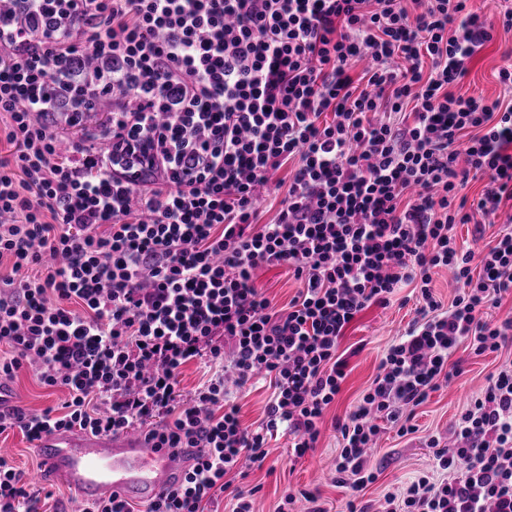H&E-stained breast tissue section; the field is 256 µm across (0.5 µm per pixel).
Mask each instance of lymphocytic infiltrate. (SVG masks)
Instances as JSON below:
<instances>
[{"instance_id": "obj_1", "label": "lymphocytic infiltrate", "mask_w": 512, "mask_h": 512, "mask_svg": "<svg viewBox=\"0 0 512 512\" xmlns=\"http://www.w3.org/2000/svg\"><path fill=\"white\" fill-rule=\"evenodd\" d=\"M469 2L0 0V381L29 366L66 394L57 411L0 408V434L137 428L196 451L144 512L221 496L253 512L247 470L269 435L286 426L298 460L328 424L336 479L360 495L382 425L414 432V409L461 373L453 352L512 343V317L493 315L512 293V63L500 98L456 93L494 26ZM85 112L100 122L80 124ZM263 200L277 206L267 224ZM501 217L480 250L457 241L456 225ZM277 266L303 282L281 308L256 283ZM440 269L456 288L446 307ZM406 286L414 318L354 409L326 422L347 328ZM193 360L208 377L186 400ZM256 377L273 392L252 428L229 387ZM448 436L428 441L432 474L381 512H512L511 362ZM40 503L0 455V512Z\"/></svg>"}]
</instances>
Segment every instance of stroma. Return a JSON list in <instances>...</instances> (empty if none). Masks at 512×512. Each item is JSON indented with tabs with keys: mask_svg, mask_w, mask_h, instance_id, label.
Masks as SVG:
<instances>
[{
	"mask_svg": "<svg viewBox=\"0 0 512 512\" xmlns=\"http://www.w3.org/2000/svg\"><path fill=\"white\" fill-rule=\"evenodd\" d=\"M492 35V40L476 53L469 76L457 88L459 94L480 95L489 100L499 95L497 72L512 53V32L498 27ZM257 284L280 307L297 296L303 286L302 281L284 267L259 270ZM401 294L402 301L364 311L346 330L341 347L350 353L347 377L335 402L328 407L326 419L344 416L353 408L375 377L389 345L400 337L414 317L415 303L409 298V289H402ZM452 359L459 362L461 373L452 385L433 392L428 401L416 409V433L401 437L395 430L387 429L380 434L370 453L377 479L362 492V501L378 504L405 482L431 472L433 460L428 436L447 437L449 425L484 388L488 378L502 363L512 362V346L481 356L461 347ZM7 388L10 404L31 412L57 405L63 398L61 391L41 385L33 371L26 367L8 382ZM0 448L23 472L27 484L50 492L51 497L45 504L47 512H76L79 496L63 485L41 481L36 449L19 430L0 434ZM338 448L336 433L328 429L311 455L294 461L288 455L287 436L281 434L270 439L265 464L251 470L249 476L250 483L260 488L253 503L254 512H276L286 493L297 494L301 490L319 493L326 512H346L350 492L335 481Z\"/></svg>",
	"mask_w": 512,
	"mask_h": 512,
	"instance_id": "stroma-1",
	"label": "stroma"
}]
</instances>
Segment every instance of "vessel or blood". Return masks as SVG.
Masks as SVG:
<instances>
[{
    "mask_svg": "<svg viewBox=\"0 0 512 512\" xmlns=\"http://www.w3.org/2000/svg\"><path fill=\"white\" fill-rule=\"evenodd\" d=\"M40 475L88 501L111 497L146 505L180 486L192 462L185 448H157L129 431L112 436L57 430L37 444Z\"/></svg>",
    "mask_w": 512,
    "mask_h": 512,
    "instance_id": "obj_1",
    "label": "vessel or blood"
}]
</instances>
